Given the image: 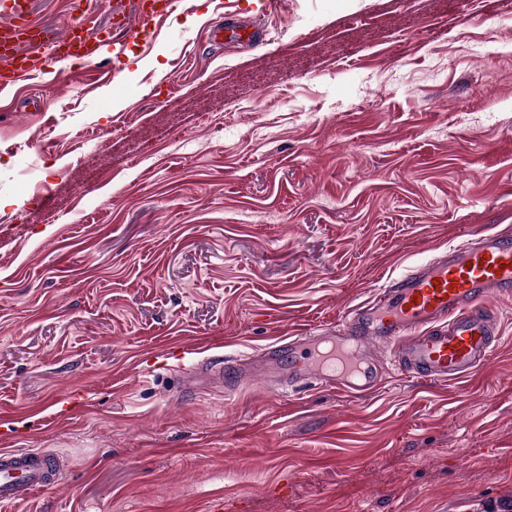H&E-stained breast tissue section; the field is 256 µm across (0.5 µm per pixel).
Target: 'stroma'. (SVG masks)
<instances>
[{"label":"stroma","mask_w":512,"mask_h":512,"mask_svg":"<svg viewBox=\"0 0 512 512\" xmlns=\"http://www.w3.org/2000/svg\"><path fill=\"white\" fill-rule=\"evenodd\" d=\"M183 0L116 82L0 92V433L59 482L0 512H484L512 499V297L472 376L188 389L512 235V0ZM50 183L41 199L37 189ZM182 359H173L176 348Z\"/></svg>","instance_id":"obj_1"}]
</instances>
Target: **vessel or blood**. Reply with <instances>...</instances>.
Segmentation results:
<instances>
[{
  "mask_svg": "<svg viewBox=\"0 0 512 512\" xmlns=\"http://www.w3.org/2000/svg\"><path fill=\"white\" fill-rule=\"evenodd\" d=\"M136 16L112 15L99 27L90 0L73 10L57 33L35 16L34 0H0V90L48 72L50 65L87 58L111 83L123 56L159 36L180 0H139ZM512 293V237L478 233L407 274L391 279L335 329L292 337L251 365L210 362L215 381L232 382L256 370L278 394L311 379L353 396L373 392L384 370L443 381L463 378L491 359L500 339V317L490 297ZM58 455L35 448L0 450V503L19 502L56 485Z\"/></svg>",
  "mask_w": 512,
  "mask_h": 512,
  "instance_id": "b4317fda",
  "label": "vessel or blood"
}]
</instances>
